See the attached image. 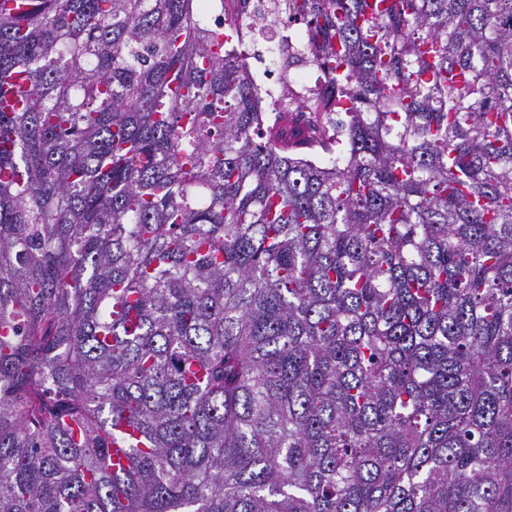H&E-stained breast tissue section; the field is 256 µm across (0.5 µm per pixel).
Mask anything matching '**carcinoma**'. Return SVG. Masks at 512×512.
<instances>
[{
	"mask_svg": "<svg viewBox=\"0 0 512 512\" xmlns=\"http://www.w3.org/2000/svg\"><path fill=\"white\" fill-rule=\"evenodd\" d=\"M32 2L0 0V512H512V0H260L301 25L282 77L336 91L304 131L198 0Z\"/></svg>",
	"mask_w": 512,
	"mask_h": 512,
	"instance_id": "1",
	"label": "carcinoma"
}]
</instances>
